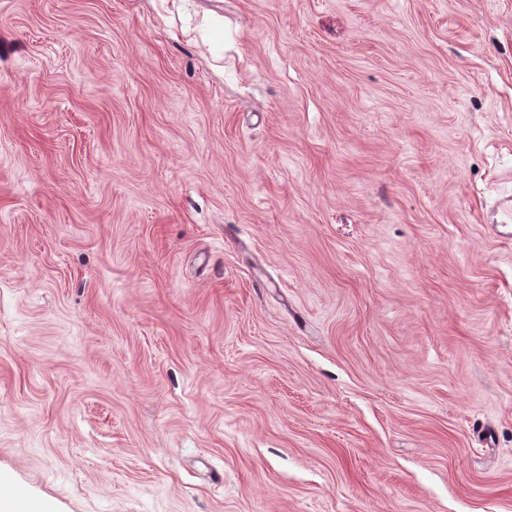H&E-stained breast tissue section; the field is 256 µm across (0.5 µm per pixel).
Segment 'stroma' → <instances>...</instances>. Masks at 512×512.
Wrapping results in <instances>:
<instances>
[{
    "label": "stroma",
    "instance_id": "stroma-1",
    "mask_svg": "<svg viewBox=\"0 0 512 512\" xmlns=\"http://www.w3.org/2000/svg\"><path fill=\"white\" fill-rule=\"evenodd\" d=\"M512 0H0V480L40 512H512Z\"/></svg>",
    "mask_w": 512,
    "mask_h": 512
}]
</instances>
